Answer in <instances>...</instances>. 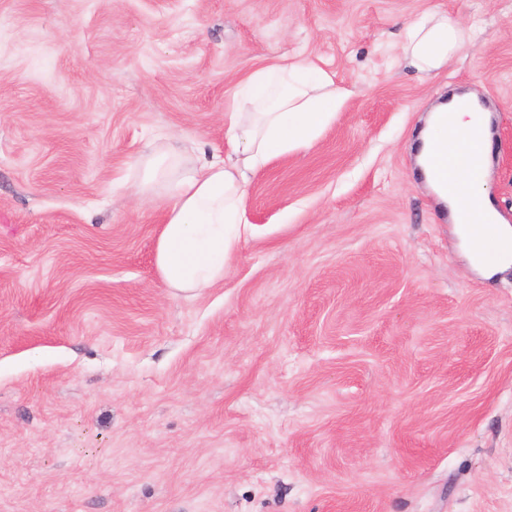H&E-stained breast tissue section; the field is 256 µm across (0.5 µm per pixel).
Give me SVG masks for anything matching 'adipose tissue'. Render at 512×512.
I'll use <instances>...</instances> for the list:
<instances>
[{"instance_id":"ef3b65f1","label":"adipose tissue","mask_w":512,"mask_h":512,"mask_svg":"<svg viewBox=\"0 0 512 512\" xmlns=\"http://www.w3.org/2000/svg\"><path fill=\"white\" fill-rule=\"evenodd\" d=\"M473 30L427 11L403 30L401 60L421 73H432L471 39ZM347 92L337 90L327 71L309 59L282 58L256 69L239 83L227 113L224 157L181 170L174 155L149 159L135 194L164 183L167 188L165 222L155 246V265L167 287L198 291L222 282L242 243L254 228L244 220V199L252 176L271 159L310 147L343 107ZM450 126L430 122L422 138L420 162H427L433 148L448 140L465 142L483 111L473 97H454ZM454 171L459 192H444L433 172H426L428 186L443 199L449 211L473 207L477 219L471 227L455 226L462 253L470 251V232L481 225L498 227L499 257L481 273L490 278L512 268V224L495 207L486 178H475L467 161Z\"/></svg>"}]
</instances>
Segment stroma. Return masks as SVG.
Masks as SVG:
<instances>
[{
	"label": "stroma",
	"mask_w": 512,
	"mask_h": 512,
	"mask_svg": "<svg viewBox=\"0 0 512 512\" xmlns=\"http://www.w3.org/2000/svg\"><path fill=\"white\" fill-rule=\"evenodd\" d=\"M428 10L476 27L431 76ZM299 54L344 106L252 176L223 282L165 288L131 185L223 154L240 79ZM459 91L512 221V0H0V512H512V270L416 158Z\"/></svg>",
	"instance_id": "35a3bbf8"
}]
</instances>
